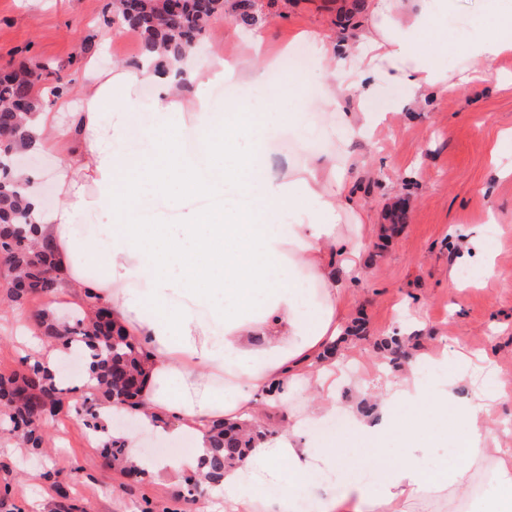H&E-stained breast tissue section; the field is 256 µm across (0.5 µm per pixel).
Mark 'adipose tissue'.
<instances>
[{
  "label": "adipose tissue",
  "instance_id": "1",
  "mask_svg": "<svg viewBox=\"0 0 512 512\" xmlns=\"http://www.w3.org/2000/svg\"><path fill=\"white\" fill-rule=\"evenodd\" d=\"M447 8L446 0H369L373 23L359 41L313 36L332 64L322 105L336 106L335 85L368 99L386 83L401 87V111L434 91L483 78L491 61L512 54L510 18L470 45L460 73H445L418 35ZM183 68L172 60L163 75L89 78L68 129L56 125L50 109L35 116L49 132L48 146L66 154L56 173L63 203L47 210L37 196L29 198L39 233L54 249L60 288L109 308L149 354L138 406L101 402L96 443L123 441L140 469L192 471L211 446L213 423L248 422L260 434L244 460L224 469L229 512H294L315 479L340 488L318 501L319 512H434L442 504L448 512H512V450L489 442L493 411L512 393L485 387L458 394L465 376L484 370L485 356L460 348L454 359H433L442 376L431 387L415 375L389 380L381 392L370 380L357 383L359 398L374 401L377 415L352 405L344 412L377 480H363L331 441L318 437L345 379L341 361L324 357L345 324L337 275L358 281L365 245L354 226L352 186L343 167L318 161L284 180L251 166L276 125L302 127L299 112L273 123L249 111L222 120L202 96L193 103L195 145L185 150L164 132ZM145 82L158 94L139 125L135 87ZM205 164L219 169V178H201ZM197 196H237L249 206L231 215L220 208L204 213L191 204ZM305 390L308 401L296 405ZM279 409L289 412L287 427L264 434L267 414ZM116 413L138 418L169 444H189L190 453L141 458L134 436L111 428ZM438 429L454 437L456 452L429 468L424 460ZM269 485L279 486L278 496L266 494Z\"/></svg>",
  "mask_w": 512,
  "mask_h": 512
}]
</instances>
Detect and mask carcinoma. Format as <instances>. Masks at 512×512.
Returning <instances> with one entry per match:
<instances>
[{
    "mask_svg": "<svg viewBox=\"0 0 512 512\" xmlns=\"http://www.w3.org/2000/svg\"><path fill=\"white\" fill-rule=\"evenodd\" d=\"M111 7L109 23L140 37L137 67L157 71L163 68V59H179L194 48L218 20L230 19L253 30L260 27L262 19L257 0H174L172 4L168 0H112ZM46 82L57 92L70 86L61 64L0 72V246L4 248L0 263L8 275L25 284L6 295L12 305L20 308L36 297L53 294L59 284L52 246L41 238L30 213L29 183L15 178L11 166L12 155L37 150L38 139L30 122L42 106L39 88ZM36 325L53 341L70 344L83 354L91 351V362L86 367L96 376L100 397L81 405L88 429L98 428L99 399L137 404L139 377L147 353L135 348L106 311L90 313L78 304L69 310L67 320L41 312ZM65 393L38 364L0 373V407L9 411L4 426H12L24 447L40 450L46 444V424L56 416ZM211 440L212 448L199 461L204 474L192 473L183 478L182 488L189 496L202 487L203 479L210 485L220 483L229 461L245 457L252 436L218 422L211 428ZM126 455L127 448L121 441L113 440L102 449V456L114 469L137 480L142 471L125 465Z\"/></svg>",
    "mask_w": 512,
    "mask_h": 512,
    "instance_id": "obj_1",
    "label": "carcinoma"
}]
</instances>
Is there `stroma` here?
Here are the masks:
<instances>
[{
    "instance_id": "obj_1",
    "label": "stroma",
    "mask_w": 512,
    "mask_h": 512,
    "mask_svg": "<svg viewBox=\"0 0 512 512\" xmlns=\"http://www.w3.org/2000/svg\"><path fill=\"white\" fill-rule=\"evenodd\" d=\"M108 0H0V69L33 62L65 65L78 79L85 65L98 70H129L140 54V41L112 30L104 21ZM348 0H270L260 30L267 54L299 45L300 33L328 38L357 36ZM482 0H455L440 28L425 33L424 47L443 44L441 66L455 74L465 65L467 47L498 21L481 7ZM95 43L84 51L85 38ZM250 30L225 20L209 31L198 58L238 57L242 67L259 65L248 46ZM314 73L303 81L288 78L278 96L252 88L247 106L269 112H301L307 124L321 128L322 139L297 140L288 149L269 153L274 177L282 178L312 157L336 161L342 149L336 112L306 106L318 98L319 74L326 62L312 55ZM402 94L383 85L370 109L386 113L371 142L357 141L352 177L356 210L362 216L366 251L361 279L345 295L346 329L339 350L348 361V376L363 368L405 372L416 358L434 354L444 340L487 354L497 381L512 390V148L494 146L501 130L512 127V84L496 81L469 90H448L415 107L413 115L393 111ZM472 229L491 251L489 264L463 261L461 227ZM469 270L470 287H448L450 267ZM71 299L63 293L38 297L26 307L0 302V372L22 369L32 346L44 338L35 315L47 309L64 315ZM418 318L423 329L403 337L405 354L385 359L378 345L400 320ZM75 407L65 408L47 430L50 458L16 451L14 440L0 434V465L7 474L8 498L17 512H50L56 486H63L82 512H225L213 494L180 496L181 474L146 473L133 483L101 467L99 449ZM59 471L45 480L48 467Z\"/></svg>"
}]
</instances>
